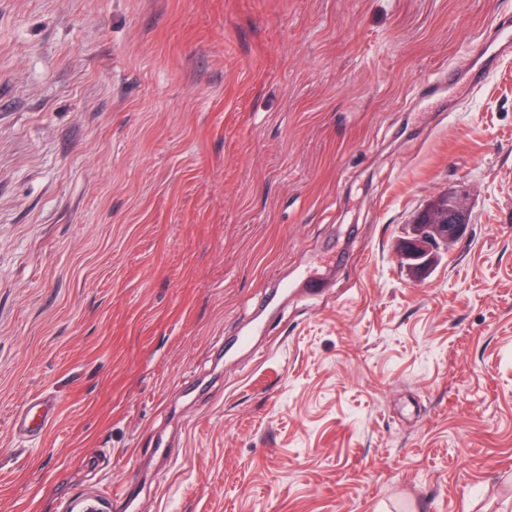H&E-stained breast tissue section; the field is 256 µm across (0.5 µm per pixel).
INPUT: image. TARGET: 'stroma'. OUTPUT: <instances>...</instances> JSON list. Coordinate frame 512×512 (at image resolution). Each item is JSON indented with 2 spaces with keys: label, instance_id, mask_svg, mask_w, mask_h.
<instances>
[{
  "label": "stroma",
  "instance_id": "obj_1",
  "mask_svg": "<svg viewBox=\"0 0 512 512\" xmlns=\"http://www.w3.org/2000/svg\"><path fill=\"white\" fill-rule=\"evenodd\" d=\"M499 20L0 0V512L129 480L134 512H512V55L470 80ZM443 194L468 226L421 275ZM465 216V204L456 197H449L448 207L422 212L413 238L403 244L404 258L422 260L414 265L418 266L420 272L427 270L434 250L440 246H448L461 237L463 228L467 225ZM55 419V402L47 393L31 396L12 418L14 435L28 444H37Z\"/></svg>",
  "mask_w": 512,
  "mask_h": 512
}]
</instances>
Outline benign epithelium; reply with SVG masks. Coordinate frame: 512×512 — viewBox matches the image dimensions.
<instances>
[{
	"label": "benign epithelium",
	"instance_id": "benign-epithelium-1",
	"mask_svg": "<svg viewBox=\"0 0 512 512\" xmlns=\"http://www.w3.org/2000/svg\"><path fill=\"white\" fill-rule=\"evenodd\" d=\"M464 202L456 197L448 205L420 214L413 238L403 244V256L417 262L419 271L428 269L433 251L457 241L466 225Z\"/></svg>",
	"mask_w": 512,
	"mask_h": 512
}]
</instances>
